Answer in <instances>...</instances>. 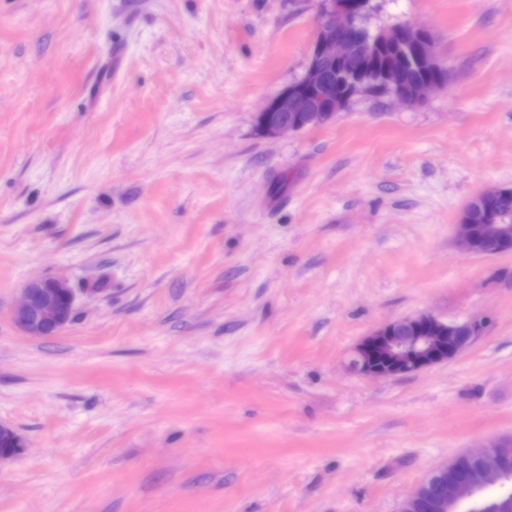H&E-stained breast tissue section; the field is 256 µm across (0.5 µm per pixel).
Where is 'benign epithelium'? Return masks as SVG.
Instances as JSON below:
<instances>
[{
	"label": "benign epithelium",
	"instance_id": "obj_1",
	"mask_svg": "<svg viewBox=\"0 0 512 512\" xmlns=\"http://www.w3.org/2000/svg\"><path fill=\"white\" fill-rule=\"evenodd\" d=\"M371 0H321L318 28L299 84L286 86L268 100L257 115L262 134L278 137L320 125L343 110L353 99L371 93V87L356 80L362 69L360 48L371 38L368 20L374 8ZM407 31L422 37L414 43L415 55L439 64L428 31L409 23L378 30L376 37L393 31ZM379 81L386 93L406 105H419L427 95L447 84L448 76L419 85L410 92L399 89L401 74L388 69ZM463 209L457 224L456 244L466 253L496 255L512 252L511 224H473ZM75 296L69 284L57 278L30 281L12 311L16 327L26 335L44 338L59 333L74 313ZM486 317L474 316L461 326H451L432 313L381 325L356 345L348 370L371 379H397L444 363L469 349L484 336ZM465 455L481 461L486 468L473 469L459 458L437 466L432 474L440 482L433 489L431 478L423 480L404 501L401 512H508L512 500L490 507H476L478 497L492 484L512 481V441L503 440Z\"/></svg>",
	"mask_w": 512,
	"mask_h": 512
}]
</instances>
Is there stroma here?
<instances>
[{
	"label": "stroma",
	"mask_w": 512,
	"mask_h": 512,
	"mask_svg": "<svg viewBox=\"0 0 512 512\" xmlns=\"http://www.w3.org/2000/svg\"><path fill=\"white\" fill-rule=\"evenodd\" d=\"M448 83L268 138L319 0H0V512H401L437 465L512 439V252L460 213L512 186V0H375ZM65 279L73 320L11 311ZM422 312L490 316L464 355L351 374ZM394 30L398 32L408 31L412 35H418L422 37L423 39L420 42H415L413 45L415 55L420 59H424L427 63L436 64L445 69L437 59L431 35L425 29L409 23L396 24L388 29L378 30L374 38L378 39L379 37L384 36L386 32L391 34ZM379 81L386 90V93L391 97H394L406 105H419L425 101L427 95L431 91L442 88L447 84L448 74L445 69V74L443 77L437 80L423 83L411 92H404L399 89V86L402 83V78L400 72L396 69H387L384 71V73L380 76ZM74 301L73 290L66 281L35 279L22 289L20 300L12 311V320L28 336H53L71 321Z\"/></svg>",
	"instance_id": "obj_1"
}]
</instances>
